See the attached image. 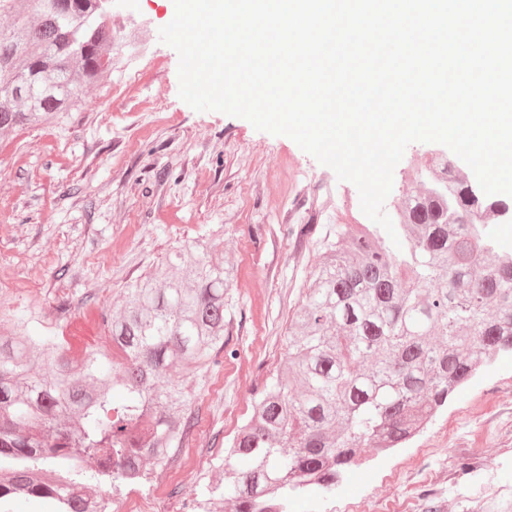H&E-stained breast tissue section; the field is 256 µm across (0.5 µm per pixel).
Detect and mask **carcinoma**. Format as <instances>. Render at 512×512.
<instances>
[{
    "label": "carcinoma",
    "instance_id": "obj_1",
    "mask_svg": "<svg viewBox=\"0 0 512 512\" xmlns=\"http://www.w3.org/2000/svg\"><path fill=\"white\" fill-rule=\"evenodd\" d=\"M0 134L61 123L75 82L112 74L101 0H0ZM397 248L376 229L336 227L288 325L283 366L196 487L206 512H288L330 492L366 448H397L468 383L512 352V251L493 224L512 206L485 195L442 153L394 208ZM234 266L207 242L170 252L102 315L114 354L74 357L33 313H0V506L46 500L99 512L100 487L161 474L195 420L173 377L200 376L224 352Z\"/></svg>",
    "mask_w": 512,
    "mask_h": 512
}]
</instances>
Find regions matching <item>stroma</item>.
Returning <instances> with one entry per match:
<instances>
[{
  "label": "stroma",
  "mask_w": 512,
  "mask_h": 512,
  "mask_svg": "<svg viewBox=\"0 0 512 512\" xmlns=\"http://www.w3.org/2000/svg\"><path fill=\"white\" fill-rule=\"evenodd\" d=\"M173 0H114L110 79L48 129L0 139V308L37 307L80 354L108 348L100 312L175 247L214 246L233 264L231 357L194 398L181 454L209 479L224 445L279 369L288 319L340 224H364L355 185L292 139L179 95L178 54L159 30ZM142 67L140 81H123ZM439 144H410L393 175V211ZM512 512V354L457 389L404 447L367 451L330 492L293 495L288 512Z\"/></svg>",
  "instance_id": "35a3bbf8"
}]
</instances>
